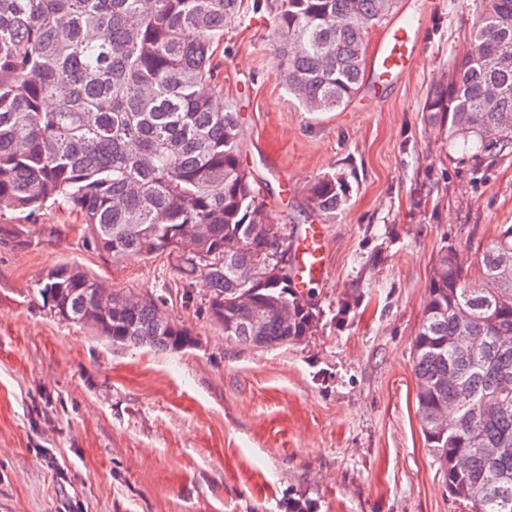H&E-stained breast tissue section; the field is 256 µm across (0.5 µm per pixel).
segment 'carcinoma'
<instances>
[{
    "label": "carcinoma",
    "mask_w": 512,
    "mask_h": 512,
    "mask_svg": "<svg viewBox=\"0 0 512 512\" xmlns=\"http://www.w3.org/2000/svg\"><path fill=\"white\" fill-rule=\"evenodd\" d=\"M470 48L422 111L448 119L462 159L512 153V0H482ZM395 0H280L276 51L307 112L346 107L364 79L365 37ZM240 0H0V212L47 204L82 214L86 243L114 261L168 253L206 310L248 347L295 343L317 324L292 286L293 240L272 223L240 162L239 113L224 103L214 47ZM210 87L203 96L199 87ZM326 218L345 178L311 184ZM512 225L471 265L439 258L414 341L413 373L427 447L459 512H512ZM58 316L116 345L180 351L191 331L161 300L107 287L77 266L46 275ZM476 347L460 353L455 336Z\"/></svg>",
    "instance_id": "cac0c4a2"
}]
</instances>
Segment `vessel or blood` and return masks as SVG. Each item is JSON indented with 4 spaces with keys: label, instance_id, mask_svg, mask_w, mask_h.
Listing matches in <instances>:
<instances>
[{
    "label": "vessel or blood",
    "instance_id": "obj_1",
    "mask_svg": "<svg viewBox=\"0 0 512 512\" xmlns=\"http://www.w3.org/2000/svg\"><path fill=\"white\" fill-rule=\"evenodd\" d=\"M422 51V27L406 5H399L373 52L371 71L363 81V100L370 103L379 100L387 87L398 83L414 67ZM324 234L325 228L320 224L306 225L299 233L291 273L293 284L299 290L310 288L327 273Z\"/></svg>",
    "mask_w": 512,
    "mask_h": 512
}]
</instances>
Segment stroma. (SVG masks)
I'll return each instance as SVG.
<instances>
[{"mask_svg": "<svg viewBox=\"0 0 512 512\" xmlns=\"http://www.w3.org/2000/svg\"><path fill=\"white\" fill-rule=\"evenodd\" d=\"M411 2L422 57L368 112L355 99L311 114L289 94L278 0H242L215 57L270 216L325 226L302 341L226 339L174 258L112 261L77 210L0 214V512H456L422 432L413 344L440 250L473 259L512 224V154L473 171L422 110L465 56L480 0ZM328 172L349 196L324 221L309 188ZM60 265L161 296L197 346H115L62 320L40 292Z\"/></svg>", "mask_w": 512, "mask_h": 512, "instance_id": "1", "label": "stroma"}]
</instances>
